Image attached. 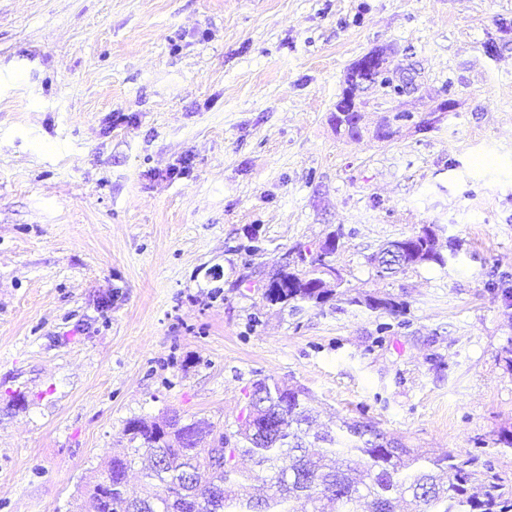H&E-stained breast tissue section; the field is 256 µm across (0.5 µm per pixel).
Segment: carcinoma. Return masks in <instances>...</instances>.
<instances>
[{"instance_id":"1","label":"carcinoma","mask_w":512,"mask_h":512,"mask_svg":"<svg viewBox=\"0 0 512 512\" xmlns=\"http://www.w3.org/2000/svg\"><path fill=\"white\" fill-rule=\"evenodd\" d=\"M373 68L367 72L349 70L331 119L336 133L350 139L362 136L364 113L358 92L366 85L393 87L386 75V58L372 51ZM409 118L407 112L385 116L373 136L390 141L396 123ZM408 248L402 262L391 254L395 242L382 245L373 257L379 259L377 272L392 276L426 263L446 264L437 250L429 226L401 238ZM333 267L313 258L298 269L290 262H278L262 288L270 304L288 306L299 302L321 306L335 297L325 277ZM362 304L396 317L404 304L392 299ZM258 391L256 412L271 431L260 435L244 414L236 418L237 429L228 434L202 420L185 421L173 412L157 421L131 419L124 434L140 441L122 456H114L93 482L84 500V512H125L131 498L127 490L129 471L147 457L144 489L132 498L145 505V512H289V502L303 499L310 512H366L384 506L381 512H397L405 502L407 512H512V487L507 488L495 474L484 473V490L479 496L470 487L481 465L477 454L464 457L451 452L430 456L408 447L402 440L384 441V432L372 421H342L339 432L315 430L313 401L303 388H284L264 381L254 384ZM232 445L234 451L215 462L209 449ZM250 458L271 472L269 493L254 497L247 491L239 461Z\"/></svg>"}]
</instances>
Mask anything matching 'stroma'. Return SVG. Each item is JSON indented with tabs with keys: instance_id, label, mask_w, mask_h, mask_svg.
Returning <instances> with one entry per match:
<instances>
[{
	"instance_id": "35a3bbf8",
	"label": "stroma",
	"mask_w": 512,
	"mask_h": 512,
	"mask_svg": "<svg viewBox=\"0 0 512 512\" xmlns=\"http://www.w3.org/2000/svg\"><path fill=\"white\" fill-rule=\"evenodd\" d=\"M381 48L412 89L365 90L337 135ZM426 224L447 264L380 277L375 249ZM337 230L341 296L263 299ZM505 287L512 0H0V512H75L127 421L232 432L263 379L511 480ZM375 57L373 68L367 72H358V81L354 82L355 64L348 71L340 98L336 101L335 112L331 119L336 127V133L347 136L349 139H359L362 136L364 113L361 112L363 104L358 97V92L365 85H379L381 88H393L396 91L398 86L393 85V79L387 76L386 58L383 52H369Z\"/></svg>"
}]
</instances>
